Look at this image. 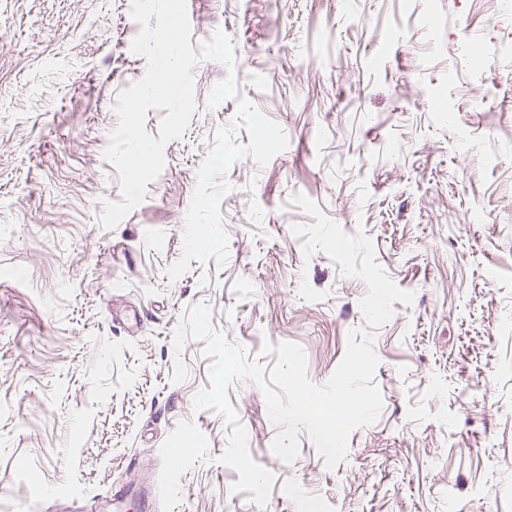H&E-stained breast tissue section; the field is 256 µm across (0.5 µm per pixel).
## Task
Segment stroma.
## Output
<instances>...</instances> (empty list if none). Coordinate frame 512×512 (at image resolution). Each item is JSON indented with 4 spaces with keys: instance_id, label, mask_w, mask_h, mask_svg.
Here are the masks:
<instances>
[{
    "instance_id": "stroma-1",
    "label": "stroma",
    "mask_w": 512,
    "mask_h": 512,
    "mask_svg": "<svg viewBox=\"0 0 512 512\" xmlns=\"http://www.w3.org/2000/svg\"><path fill=\"white\" fill-rule=\"evenodd\" d=\"M187 11L192 44L232 39L239 95L288 146L230 167L226 260L172 281L197 173L237 114L208 102L226 67L196 64L185 132L107 230L113 105L147 68L131 0H0V512H113L119 485L160 489L162 512H512V0ZM198 304L264 369V341L301 345L316 385L372 332L383 405L345 459L327 467L303 432L284 463L263 393L237 382L275 482L262 506L233 492L227 425L192 407L205 343L173 347Z\"/></svg>"
}]
</instances>
